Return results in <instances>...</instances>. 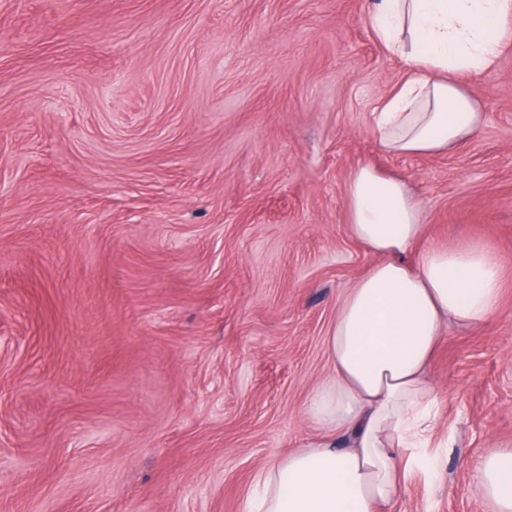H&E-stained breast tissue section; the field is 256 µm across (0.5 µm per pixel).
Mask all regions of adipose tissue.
<instances>
[{
  "mask_svg": "<svg viewBox=\"0 0 512 512\" xmlns=\"http://www.w3.org/2000/svg\"><path fill=\"white\" fill-rule=\"evenodd\" d=\"M511 14L512 0H372L370 27L410 67L374 127L383 152L444 154L479 132L458 77L496 63ZM347 220L376 261L326 338L332 374L305 405L320 435L255 473L244 512H378L414 475L435 481L429 364L446 324L478 329L500 306L503 273L486 246L421 247L422 205L404 177L359 166ZM474 478L495 512H512L511 452L486 448Z\"/></svg>",
  "mask_w": 512,
  "mask_h": 512,
  "instance_id": "1",
  "label": "adipose tissue"
}]
</instances>
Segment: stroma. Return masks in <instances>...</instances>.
<instances>
[{"label":"stroma","instance_id":"obj_1","mask_svg":"<svg viewBox=\"0 0 512 512\" xmlns=\"http://www.w3.org/2000/svg\"><path fill=\"white\" fill-rule=\"evenodd\" d=\"M367 0H0V512H243L256 470L315 439L338 303L373 263L357 166L404 176L425 244L480 243L498 312L448 325L437 484L380 512H490L512 451V18L461 82L480 133L379 151L405 78ZM474 478L495 512L512 511V453L486 448Z\"/></svg>","mask_w":512,"mask_h":512}]
</instances>
